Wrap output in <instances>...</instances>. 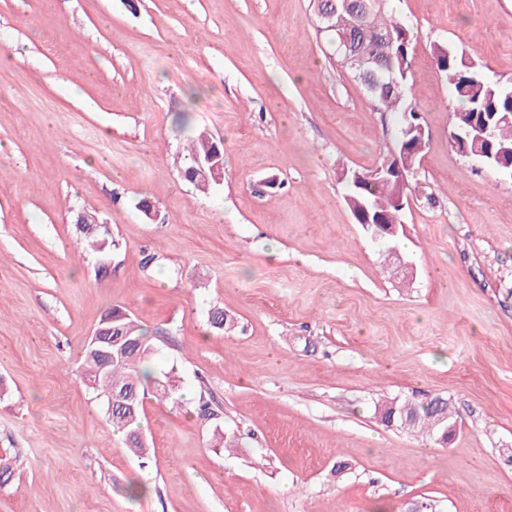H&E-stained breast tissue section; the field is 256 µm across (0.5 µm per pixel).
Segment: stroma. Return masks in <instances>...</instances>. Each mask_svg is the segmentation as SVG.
Segmentation results:
<instances>
[{
    "mask_svg": "<svg viewBox=\"0 0 512 512\" xmlns=\"http://www.w3.org/2000/svg\"><path fill=\"white\" fill-rule=\"evenodd\" d=\"M387 5L429 133L396 243L410 280L341 183L389 159L396 118L311 0H0V512H512V179L450 142L431 55L512 81V0ZM201 131L224 141L206 193L178 164ZM82 209L106 256L78 248ZM115 306L177 377L147 387L146 459L83 375ZM428 396L448 443L375 412ZM75 224H80V227L86 228V230L80 231L81 245L82 248H88L95 253H108L111 251L112 246L115 244L112 241L110 232L105 233L104 231H90L87 228L98 230L101 228H108L109 224H102L99 221L98 216L84 213L83 211L78 212L75 218ZM88 224V225H86Z\"/></svg>",
    "mask_w": 512,
    "mask_h": 512,
    "instance_id": "35a3bbf8",
    "label": "stroma"
}]
</instances>
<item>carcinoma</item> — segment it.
Segmentation results:
<instances>
[{
  "label": "carcinoma",
  "mask_w": 512,
  "mask_h": 512,
  "mask_svg": "<svg viewBox=\"0 0 512 512\" xmlns=\"http://www.w3.org/2000/svg\"><path fill=\"white\" fill-rule=\"evenodd\" d=\"M335 37L336 53L341 63L360 82L375 106L386 112H394L402 117L401 128L409 130L405 137L396 139V154L406 156L412 165L420 162V155L428 141V132L420 122V117L408 101L406 88L413 53V36L397 18L385 14L378 0H354V7L340 10L328 22ZM359 31L364 35L366 51L378 65L372 76L363 72L358 63L346 56L341 35ZM433 58L437 70L452 86L460 107L453 112L452 121L462 125L459 150L466 151L469 157L481 166L500 177L512 175V169L501 164L499 150L512 146V82H502L489 78L482 66L468 60L458 51L447 46L433 48ZM216 158L224 161L223 143L207 135H199L191 152L184 157L181 173L186 180L194 183L202 191H207L213 183L194 177V161ZM355 169L341 173L346 188L345 201L351 212L365 204L371 218L380 224L402 223L403 210L397 206L398 192L412 193L411 185L400 190L395 185L382 182H354ZM81 245L95 253L111 251L114 243L111 233L103 231H81ZM115 318L113 326L122 338L121 350L114 351L110 364L92 344L84 351V375L92 385L96 397L101 399L112 424L125 436L128 451L145 459L150 450L146 441L138 437L144 416L145 382L152 381L163 393H169L172 380L165 375L152 377L145 369V362L154 353L150 336L137 321L120 308L112 309ZM211 324L217 329L231 332L236 329L233 317L218 308L212 314ZM122 394L127 405H109L106 393ZM395 426L407 427L413 432L441 437L443 426L451 422L448 418V400L442 397L430 398L424 402L396 401Z\"/></svg>",
  "instance_id": "carcinoma-1"
}]
</instances>
